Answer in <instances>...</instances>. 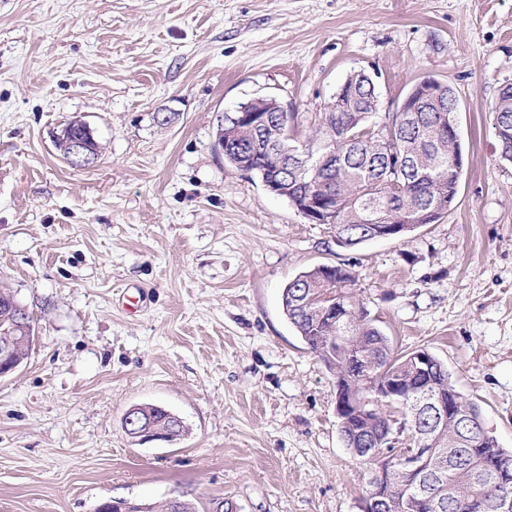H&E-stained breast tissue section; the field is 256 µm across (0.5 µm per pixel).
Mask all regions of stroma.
Instances as JSON below:
<instances>
[{
	"mask_svg": "<svg viewBox=\"0 0 512 512\" xmlns=\"http://www.w3.org/2000/svg\"><path fill=\"white\" fill-rule=\"evenodd\" d=\"M356 71L381 113L422 76L453 88L464 168L438 222L347 250L214 139L266 95L308 131ZM507 81L512 0H0V286L37 330L0 378V512H359L336 378L281 304L320 265L349 264L383 333L439 358L511 449L512 163L489 117ZM76 118L87 163L53 142ZM146 403L186 434L132 443ZM75 123V128H79L82 131V134L68 140L73 133V129H67L69 126L67 124L57 136V139L55 140V147L62 155H64L67 143L68 150L64 158L72 163H87L97 155L98 143L94 137V132L88 123L81 120H76ZM63 131L64 134L61 136ZM93 144L97 145V148L93 147Z\"/></svg>",
	"mask_w": 512,
	"mask_h": 512,
	"instance_id": "stroma-1",
	"label": "stroma"
}]
</instances>
